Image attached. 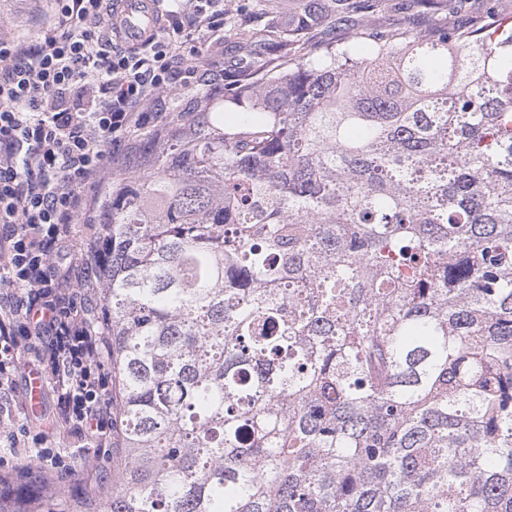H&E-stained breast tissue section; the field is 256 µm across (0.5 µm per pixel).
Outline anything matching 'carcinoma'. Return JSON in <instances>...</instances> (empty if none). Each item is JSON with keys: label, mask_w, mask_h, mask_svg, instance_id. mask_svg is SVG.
Masks as SVG:
<instances>
[{"label": "carcinoma", "mask_w": 512, "mask_h": 512, "mask_svg": "<svg viewBox=\"0 0 512 512\" xmlns=\"http://www.w3.org/2000/svg\"><path fill=\"white\" fill-rule=\"evenodd\" d=\"M308 0L112 179V489L0 512H512V25ZM388 6L381 10L375 22L383 27L406 28L411 27L420 17L409 9V0H389Z\"/></svg>", "instance_id": "obj_1"}]
</instances>
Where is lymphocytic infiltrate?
Here are the masks:
<instances>
[{
  "mask_svg": "<svg viewBox=\"0 0 512 512\" xmlns=\"http://www.w3.org/2000/svg\"><path fill=\"white\" fill-rule=\"evenodd\" d=\"M56 27L33 46L0 40V389L41 345L43 378L59 421L81 448L112 445V347L92 292L102 279L105 227L97 208L112 189V149L151 119L170 90L208 84L198 45L224 27V0H167L166 29L139 46L105 48L110 0H52ZM102 93L92 107L72 92ZM74 263L62 265L64 252ZM18 421L13 448L34 447L36 482L62 484L76 459L45 447Z\"/></svg>",
  "mask_w": 512,
  "mask_h": 512,
  "instance_id": "lymphocytic-infiltrate-1",
  "label": "lymphocytic infiltrate"
}]
</instances>
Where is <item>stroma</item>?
<instances>
[{
  "label": "stroma",
  "instance_id": "35a3bbf8",
  "mask_svg": "<svg viewBox=\"0 0 512 512\" xmlns=\"http://www.w3.org/2000/svg\"><path fill=\"white\" fill-rule=\"evenodd\" d=\"M305 0H224V28L212 35L204 52L216 81L203 89H187L173 84L163 93L158 126L138 130L129 144L114 148L108 176L134 173L144 161L143 145L147 140L164 143L181 127L187 126L200 112H221L225 115L243 111L230 87L231 75L247 70L262 50L258 44L260 31L266 25L287 26L289 16L300 10ZM53 24L48 0H0V38L35 43L42 32ZM27 378L18 372L12 396L17 415L29 417L33 433L45 435L48 446L64 455L84 458L65 491L77 493L85 485L102 476L105 457L95 448H76L57 423L58 410L51 391L43 393V407L32 414L27 402Z\"/></svg>",
  "mask_w": 512,
  "mask_h": 512
}]
</instances>
